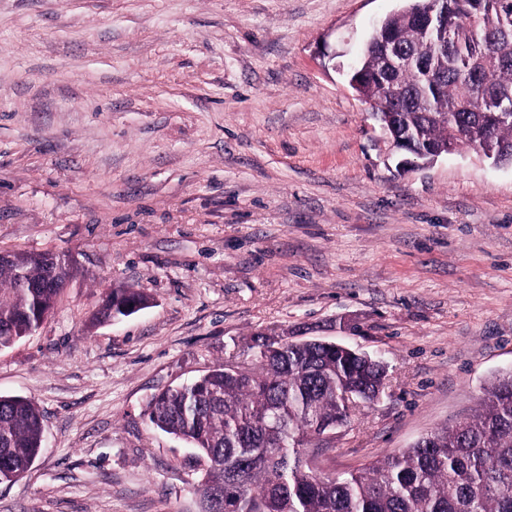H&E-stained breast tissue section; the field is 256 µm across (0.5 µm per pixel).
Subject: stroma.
Wrapping results in <instances>:
<instances>
[{
  "label": "stroma",
  "instance_id": "stroma-1",
  "mask_svg": "<svg viewBox=\"0 0 512 512\" xmlns=\"http://www.w3.org/2000/svg\"><path fill=\"white\" fill-rule=\"evenodd\" d=\"M402 0H0V249L72 276L0 350L45 444L0 512H200L203 470L150 426L159 391L257 333L381 357L323 444L340 475L477 406L512 369V167H406L347 72ZM115 288L148 307L93 327Z\"/></svg>",
  "mask_w": 512,
  "mask_h": 512
}]
</instances>
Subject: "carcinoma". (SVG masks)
<instances>
[{
  "mask_svg": "<svg viewBox=\"0 0 512 512\" xmlns=\"http://www.w3.org/2000/svg\"><path fill=\"white\" fill-rule=\"evenodd\" d=\"M429 0H404L388 17L411 63L382 78L380 49L363 48L354 90L398 134L425 150L448 146L512 155V121L489 125L488 101L512 113V0H445L448 30L420 33L409 14ZM72 274L45 252L9 251L0 258V348L35 331ZM147 297L114 289L92 324L130 316ZM386 374L334 346L285 344L242 376L220 365L152 397V427L174 435L205 460L198 485L202 512H512V374L496 376L480 399L482 412L436 430L398 453L326 476L304 464L303 446L319 424L350 416L341 399L353 388L372 403ZM276 413L281 436L262 421ZM43 445L41 414L31 400L0 396V479L21 477Z\"/></svg>",
  "mask_w": 512,
  "mask_h": 512,
  "instance_id": "carcinoma-1",
  "label": "carcinoma"
}]
</instances>
